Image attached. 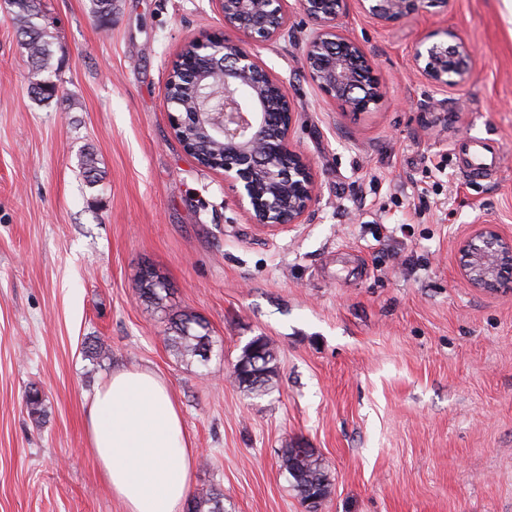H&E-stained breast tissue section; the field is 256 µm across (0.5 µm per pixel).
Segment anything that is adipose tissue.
<instances>
[{
	"mask_svg": "<svg viewBox=\"0 0 512 512\" xmlns=\"http://www.w3.org/2000/svg\"><path fill=\"white\" fill-rule=\"evenodd\" d=\"M87 445L125 512H180L196 466L182 412L149 369H118L87 412Z\"/></svg>",
	"mask_w": 512,
	"mask_h": 512,
	"instance_id": "obj_1",
	"label": "adipose tissue"
}]
</instances>
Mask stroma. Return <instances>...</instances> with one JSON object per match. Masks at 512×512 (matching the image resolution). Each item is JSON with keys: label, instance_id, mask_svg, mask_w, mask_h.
Instances as JSON below:
<instances>
[{"label": "stroma", "instance_id": "stroma-1", "mask_svg": "<svg viewBox=\"0 0 512 512\" xmlns=\"http://www.w3.org/2000/svg\"><path fill=\"white\" fill-rule=\"evenodd\" d=\"M284 7L287 34L258 58L294 103L318 196L274 229L183 149L164 103L176 54L224 29L211 0H114L105 30L89 0H40L51 100L0 8V512H125L86 435L96 385L120 368L166 381L197 456L190 488H220L224 512H306L287 446L329 464L319 512H512V292L471 286L458 253L477 225L512 235V0H452L391 28L350 8L339 26L385 91L357 116L303 71L312 23ZM444 29L477 56L466 83L437 90L411 50ZM475 140L499 148L483 180L462 174ZM147 267L168 284L162 306L139 294ZM182 313L207 323V360L168 346ZM256 336L277 353L262 396L230 377Z\"/></svg>", "mask_w": 512, "mask_h": 512}]
</instances>
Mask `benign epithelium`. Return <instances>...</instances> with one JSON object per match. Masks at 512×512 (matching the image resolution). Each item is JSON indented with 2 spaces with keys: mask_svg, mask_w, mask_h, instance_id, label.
I'll return each instance as SVG.
<instances>
[{
  "mask_svg": "<svg viewBox=\"0 0 512 512\" xmlns=\"http://www.w3.org/2000/svg\"><path fill=\"white\" fill-rule=\"evenodd\" d=\"M385 27L419 13L423 3L449 0H298L314 23L302 55L305 71L346 112H365L384 96L364 48L343 33L340 18L351 2ZM236 38L207 36L190 41L171 61L164 100L171 128L186 152L224 174L236 201L267 228L300 224L318 191L310 160L293 144L295 110L284 85L264 66L255 48L281 37L288 25L284 0H211ZM455 34L424 38L412 62L434 88L467 82L474 70L471 50ZM219 140L224 161L200 150ZM462 275L475 288L498 291L512 273V239L494 224H482L459 244Z\"/></svg>",
  "mask_w": 512,
  "mask_h": 512,
  "instance_id": "7a95c632",
  "label": "benign epithelium"
}]
</instances>
